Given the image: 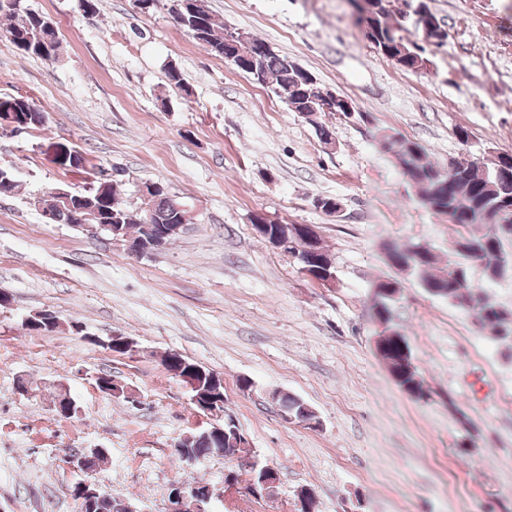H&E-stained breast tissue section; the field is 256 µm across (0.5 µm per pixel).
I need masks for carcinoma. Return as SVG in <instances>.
<instances>
[{
	"label": "carcinoma",
	"instance_id": "1",
	"mask_svg": "<svg viewBox=\"0 0 512 512\" xmlns=\"http://www.w3.org/2000/svg\"><path fill=\"white\" fill-rule=\"evenodd\" d=\"M358 14L364 38L378 53L393 61L405 71L418 72L430 60L426 47L405 38L406 23H411L428 41L427 18L414 19L408 9L418 0H403V9L391 15V0H352ZM178 25L193 39L208 46L210 51L250 74L262 85L270 84L289 108L306 113L317 129L320 139L327 143L332 131L320 121L324 106L331 112L344 111V97L336 95L314 81L302 82L304 68L286 56L276 54L270 46L251 35L240 39V32L224 28V22L207 8L205 0H175L173 10ZM0 37L8 40L21 54L45 61L60 59V39L54 23L42 13L27 7L25 0H0ZM46 110L29 95L14 94L0 97V125L15 133L41 127ZM61 151V164L76 169L83 165L81 153L61 142L54 143ZM396 155L402 170L418 187L421 203L433 212L448 217V223L463 230L454 241L456 248L448 250V273L433 275L430 268L436 260L431 250H417V246L387 248V263L396 273L417 275L420 285L430 295L474 314L479 326L489 328L498 340H512V313L489 301L482 289L471 284L469 273L474 265L482 268L483 277L494 281L507 273L503 266L507 254L506 236L497 233L494 221L498 213L512 210V154H499L489 160L473 159L462 154L448 161V171L433 163L427 151L419 144L401 140ZM83 200L88 224H120L124 234L143 232L145 218L152 224H178L179 211L167 188L157 183L149 191L150 205L135 213L120 196L111 177H106L93 188L75 192ZM42 213H50L49 221L72 224L74 219L69 201L63 196L34 202ZM400 291L398 278L388 276L374 285L373 309L377 320L387 325L391 333L383 338L382 357L391 368L396 385L403 391L421 397L426 393L418 369L409 362L411 352L407 338L391 325V303ZM162 363L169 373L178 370L194 378L198 387L191 394L208 391V380L199 376L201 365L179 353H169ZM288 415L301 422L316 419L308 404L297 396L288 397ZM225 434L215 437L204 448L209 456L224 455L238 460L251 455L248 448L237 447L231 427L224 426Z\"/></svg>",
	"mask_w": 512,
	"mask_h": 512
}]
</instances>
